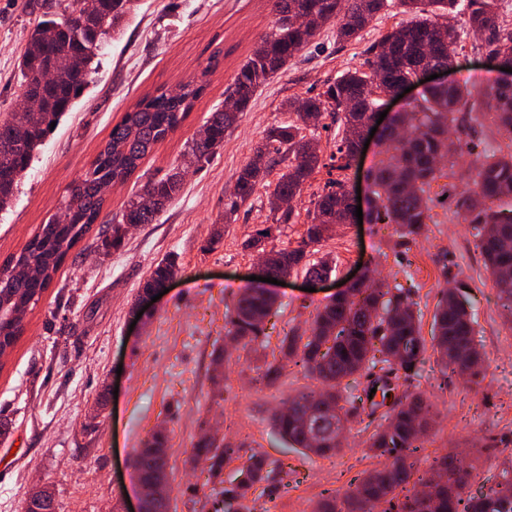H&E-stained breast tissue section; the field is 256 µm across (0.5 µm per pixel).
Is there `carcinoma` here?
<instances>
[{"instance_id": "obj_1", "label": "carcinoma", "mask_w": 512, "mask_h": 512, "mask_svg": "<svg viewBox=\"0 0 512 512\" xmlns=\"http://www.w3.org/2000/svg\"><path fill=\"white\" fill-rule=\"evenodd\" d=\"M498 2L272 0L274 24L236 73L225 91L224 104L213 108L204 121L205 138L193 137L186 142L184 157L198 164L221 150L224 137L249 109L258 89L307 47L326 23L338 20V41L358 42L373 19L398 6L406 20L366 45L363 65L324 81L315 97L288 99L293 119L271 126L262 146L239 173L235 200L227 213L236 212L261 185L266 189L273 223L288 224L295 210L283 207L284 198L301 197L308 180L322 165L321 149L309 147L317 129L312 119L328 115L339 123L341 137L336 152L329 157L330 169L348 171L355 162L357 141L379 105L375 80L383 78L387 89L393 90L411 80L419 69L439 66L450 60V53L457 52L460 37L447 21L449 13L460 10L469 28L483 33L476 50L512 63V23L501 16ZM133 4L134 0H80L77 4L63 0L56 11L48 0L32 3L36 18L20 58L19 75L23 92L38 96L40 102L35 109L16 110L0 120V211L9 205L14 189L30 169L51 122L73 111L94 59L112 33L120 30ZM296 14L302 17L299 28L289 23V17ZM203 90L204 85L189 81L179 92L165 90L146 96L112 128L90 166L67 186L65 220L51 219L40 225L24 248L0 266L5 287L20 301L21 314L38 303L70 250L89 234L104 205L100 186L131 176L178 128ZM478 99L495 115L498 126L512 136V109L501 106L504 101L512 104V83L481 90L463 80L449 87L425 88L420 99L400 116V122L410 129L409 137L390 129L385 142L391 151L369 172L374 221L395 224L402 237L416 239L432 218L426 192L440 176L442 162L453 166L466 156H475L474 177L457 196L456 209L470 224L485 267L498 287L503 315L512 322V209L503 212L487 206L491 200L512 199V152L491 157L484 150L477 151L478 144L469 140L472 124L480 122L482 116L475 105ZM277 168V178L268 180ZM328 185L329 190L310 200L306 208L308 227L297 247L268 250V235L263 230L244 243L247 249L274 255L272 274L301 270L307 277L325 278L332 272L326 260H307L310 248L324 240L332 226L343 223L350 191L343 179L330 180ZM182 186L178 165L148 181L124 203L120 219L111 225V234L97 249L105 255L121 250L129 227L155 223ZM178 272L176 258L168 256L156 265L144 289L158 288ZM467 287L468 283L459 281L455 289L441 296L434 314L432 349L445 368L476 376L485 360L476 342L477 317L460 298ZM275 305L272 292L245 289L233 303L227 336L242 349L251 346L263 334V322L272 316ZM416 318L413 303L403 298L401 289L385 287L372 274L332 299L317 314L309 336L293 331L281 339L282 359L303 368L320 384L319 391L292 398L288 415L273 417L274 428L291 444L308 450L310 440L316 438L321 441L316 454L333 455L341 447L348 416L340 402L369 404L367 417L372 422L378 407H388V424L374 426L368 448L391 463L351 479L353 489L339 505L335 491L324 490L318 512H375L379 504L384 505L381 512H512V464L478 496L466 492L472 471L452 455L435 460L430 476L415 477V453L429 409L419 398L398 394L391 376L412 372L426 351ZM362 370L374 376L372 388L381 391L382 401L369 398L371 388L364 390L362 397L344 394L342 381ZM167 448V432L155 431L137 454L139 484L167 481ZM234 453L232 446L219 447L204 436L194 444L192 460L209 466L216 474L224 459ZM274 471L265 457H250L234 493L245 496Z\"/></svg>"}]
</instances>
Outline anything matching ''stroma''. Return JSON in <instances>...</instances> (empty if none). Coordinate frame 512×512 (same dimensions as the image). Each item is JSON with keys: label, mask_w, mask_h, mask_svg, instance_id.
<instances>
[{"label": "stroma", "mask_w": 512, "mask_h": 512, "mask_svg": "<svg viewBox=\"0 0 512 512\" xmlns=\"http://www.w3.org/2000/svg\"><path fill=\"white\" fill-rule=\"evenodd\" d=\"M34 18L27 0H0V119L22 100L17 61ZM400 20L399 14H387L353 43L338 42L335 23H328L283 73L259 89L223 149L190 169L158 222L134 227L121 251L103 257L90 243L148 179L180 161L186 141L223 100L225 88L275 21L270 0H136L123 29L101 50L73 112L55 127L19 183L12 208L0 212V262L19 252L60 210L68 184L89 167L138 100L202 74L207 84L180 127L125 184L110 190L97 224L70 251L29 310L22 337L0 362V422L8 426L0 436V512H23L26 494L44 485L55 493L57 512H135L134 460L158 428L169 436L171 512H214V493L234 489L254 454L277 471L248 492L240 512H315L323 490L348 492L352 477L384 464L366 448L370 432L364 422L350 418L344 444L333 456L291 447L270 417L319 384L291 365L267 386L258 383L255 367L279 357L286 333L309 331L317 312L343 281L360 276L364 265L404 287L427 341L443 289L461 278L470 283L485 373L475 379L443 373L428 352L417 374L400 385L430 407L417 453L419 470L428 471L436 458L457 456L473 468L476 477L467 491L477 496L512 461V325L503 317L498 289L469 226L456 213L454 197L467 186V163L443 167L432 183L434 221L420 237H401L393 224L336 225L317 247L319 255L336 262L326 284L305 291L303 273L295 272L285 285L273 286L277 312L265 322L254 350H230L224 336L235 296L258 272L257 254L244 248V241L266 229V247H297L307 228L308 203L330 178L324 168L312 175L295 204L294 223L270 222L260 187L228 224L224 205L238 174L266 129L288 121L289 97L321 92L325 80L361 63L365 42ZM453 23L463 49L451 79L498 80L497 69L473 52L479 37L462 16ZM219 226L221 244L205 251ZM170 254L180 271L168 293L137 311L151 267ZM219 355L225 358L224 380L217 384L213 361ZM108 386L117 387V396L104 395ZM206 433L236 449L216 475L191 462L194 444Z\"/></svg>", "instance_id": "1"}]
</instances>
